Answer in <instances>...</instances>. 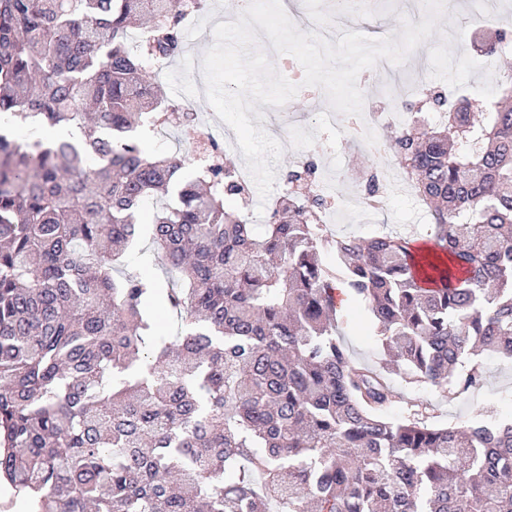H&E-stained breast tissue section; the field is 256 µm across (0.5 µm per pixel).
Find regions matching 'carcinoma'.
<instances>
[{
    "label": "carcinoma",
    "instance_id": "cac0c4a2",
    "mask_svg": "<svg viewBox=\"0 0 512 512\" xmlns=\"http://www.w3.org/2000/svg\"><path fill=\"white\" fill-rule=\"evenodd\" d=\"M208 0H0V476L35 512H512V423L486 409L432 426L393 417L389 377L337 335L343 299L408 385L482 384L479 351L512 358V106L449 98L444 121L388 150L430 209L424 255L403 234L328 238L312 162L267 223L226 210L231 168L184 175L136 116L176 108L147 71L181 51ZM504 31L485 53L505 55ZM378 170L361 188L380 203ZM175 278L122 270L141 239ZM330 249L336 267L323 265Z\"/></svg>",
    "mask_w": 512,
    "mask_h": 512
}]
</instances>
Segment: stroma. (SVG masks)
Segmentation results:
<instances>
[{"instance_id":"obj_1","label":"stroma","mask_w":512,"mask_h":512,"mask_svg":"<svg viewBox=\"0 0 512 512\" xmlns=\"http://www.w3.org/2000/svg\"><path fill=\"white\" fill-rule=\"evenodd\" d=\"M495 8L486 12V21L474 22L469 0H446L442 19L432 36L417 47L403 64H385L381 70L367 69L357 79L358 87L366 92L374 110L390 111L387 84L414 83L417 93L432 87L455 89L457 95L471 102L496 98L501 83L512 74V54L490 58L479 49L489 28L512 33V0H493ZM328 0H290L287 13L300 31H322L330 42H337L347 31H357L372 39L391 37L399 39L403 20L421 23L424 14L422 0H349L346 14L323 24L329 10ZM210 16L204 15L186 21L180 29L182 51L166 64L160 77L166 91L189 99L194 107L209 111L205 93L189 75L187 62L202 58L214 42ZM329 105L323 91L298 92L286 109L261 105L263 127L269 135H276L281 123L292 129L283 141V153L275 168L277 179H284L288 169L307 161L317 166L316 178L328 191L342 187L352 189L361 185L371 169L396 167L390 152L374 154L356 142L345 122L330 126L322 124L320 115ZM146 148L152 152L170 151L183 154L185 174H193L198 166L190 144L196 143L199 132L195 129L164 132L143 123L135 131ZM430 216L416 197L399 192L388 196L383 210L368 213L362 208L348 211L327 227L332 237H368L378 229L394 230L414 228L416 240H424ZM368 311L365 302H346L339 312V331L354 360L380 365L381 354L367 328ZM479 361L484 369V382L480 388L458 395L455 399L441 396L429 388H411L399 376H392V385L401 404L393 408V415H401L402 403L413 399L429 402L433 421L455 427L465 426L474 412L485 406L494 407L498 417L512 418V359L487 352Z\"/></svg>"}]
</instances>
